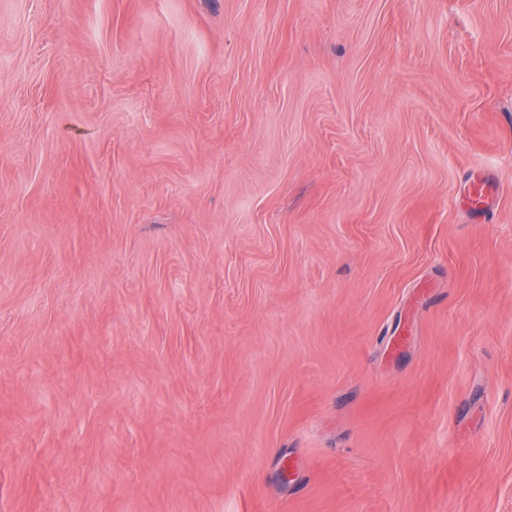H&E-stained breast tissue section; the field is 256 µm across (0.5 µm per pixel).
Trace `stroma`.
Wrapping results in <instances>:
<instances>
[{
	"label": "stroma",
	"instance_id": "1",
	"mask_svg": "<svg viewBox=\"0 0 512 512\" xmlns=\"http://www.w3.org/2000/svg\"><path fill=\"white\" fill-rule=\"evenodd\" d=\"M0 512H512V0H0Z\"/></svg>",
	"mask_w": 512,
	"mask_h": 512
}]
</instances>
